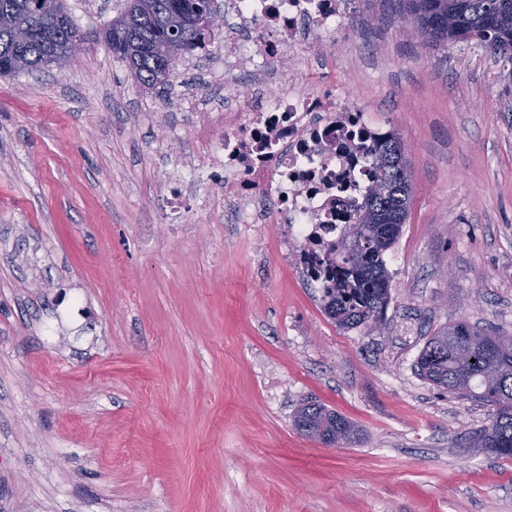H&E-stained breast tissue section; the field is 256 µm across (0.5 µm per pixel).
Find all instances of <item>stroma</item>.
<instances>
[{"label": "stroma", "mask_w": 512, "mask_h": 512, "mask_svg": "<svg viewBox=\"0 0 512 512\" xmlns=\"http://www.w3.org/2000/svg\"><path fill=\"white\" fill-rule=\"evenodd\" d=\"M61 71L0 77V512H512V458L465 445L492 409L416 362L465 321L512 334V74L476 41L424 44L360 0L320 68L391 126L412 202L378 328L342 329L284 224H229L204 112L224 31L145 89L102 32L121 0H67ZM208 168L171 221L165 186ZM312 400L363 439L325 446Z\"/></svg>", "instance_id": "obj_1"}]
</instances>
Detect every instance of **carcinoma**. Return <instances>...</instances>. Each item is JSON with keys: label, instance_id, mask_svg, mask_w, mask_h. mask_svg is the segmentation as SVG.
Instances as JSON below:
<instances>
[{"label": "carcinoma", "instance_id": "cac0c4a2", "mask_svg": "<svg viewBox=\"0 0 512 512\" xmlns=\"http://www.w3.org/2000/svg\"><path fill=\"white\" fill-rule=\"evenodd\" d=\"M208 0H125L106 26L112 51L128 62L148 89L157 83L158 62L176 63L198 32L191 24ZM415 31L429 43L476 40L512 65V0H401ZM57 19V40L18 39L22 30ZM79 33L66 0H0V76L51 66L66 38ZM371 185L355 209L347 234L312 256L307 278L319 283L325 314L344 329L377 326L388 306L390 275L385 255L396 244L412 197L411 165L401 141L390 136L372 145ZM419 375L450 393L493 408L491 423L468 436L471 448L512 458V336L477 329L465 321L438 330L417 361ZM294 425L324 444L359 441L360 429L318 403L302 405Z\"/></svg>", "mask_w": 512, "mask_h": 512}]
</instances>
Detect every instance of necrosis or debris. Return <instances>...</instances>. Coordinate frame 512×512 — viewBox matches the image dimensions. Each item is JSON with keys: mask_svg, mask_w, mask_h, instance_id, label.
Segmentation results:
<instances>
[{"mask_svg": "<svg viewBox=\"0 0 512 512\" xmlns=\"http://www.w3.org/2000/svg\"><path fill=\"white\" fill-rule=\"evenodd\" d=\"M224 16V209L288 227L293 262L335 242L369 183L367 147L388 137L306 53L334 51L355 0H218ZM279 84L271 95L268 84Z\"/></svg>", "mask_w": 512, "mask_h": 512, "instance_id": "obj_1", "label": "necrosis or debris"}]
</instances>
